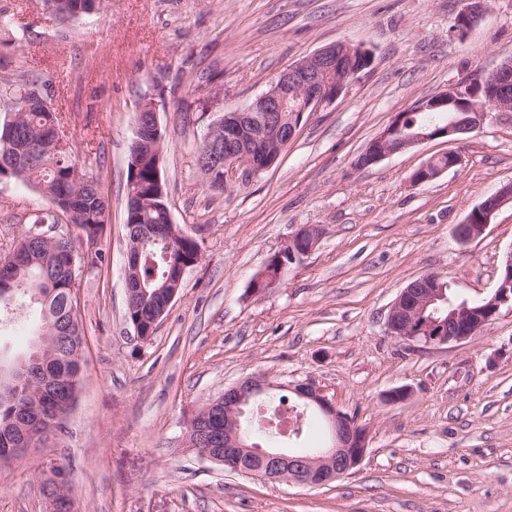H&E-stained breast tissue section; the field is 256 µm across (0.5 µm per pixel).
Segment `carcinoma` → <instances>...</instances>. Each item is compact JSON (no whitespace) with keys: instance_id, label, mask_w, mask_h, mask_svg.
<instances>
[{"instance_id":"obj_1","label":"carcinoma","mask_w":512,"mask_h":512,"mask_svg":"<svg viewBox=\"0 0 512 512\" xmlns=\"http://www.w3.org/2000/svg\"><path fill=\"white\" fill-rule=\"evenodd\" d=\"M55 4L54 13L62 20L104 9V0H47ZM41 90L34 84L18 85L0 75V98L25 100L27 107L6 109L0 116V154L22 155L23 161L0 174L35 186L48 207L32 216L22 230L15 253L0 257V282L13 281V290L0 288V317L28 304L41 305V325L32 351L1 364L16 370L14 385L0 391V425L9 421L20 408L34 413L37 423L51 426L60 433L66 423L63 414L77 390L81 371V347L85 342L80 313L74 311L78 301L70 288L69 274L60 266L56 244L34 241L28 233L36 226L56 222L55 211L78 212L76 238L102 236L109 217V200L101 189L93 169L80 163L69 146V139L56 150L47 148L44 138L53 128H64L62 119L48 101H41ZM441 113H406L405 122L431 127ZM127 162L125 199L126 224L156 225L167 230L171 224L168 198H159L156 155L130 142ZM134 199H129V195ZM198 243L186 235L177 237L172 246L146 240L142 245L139 277L134 287L140 289L135 310H126L129 323L141 320L148 327L153 311L165 303L161 289L164 276L174 275L182 264L192 261ZM60 476L50 469L42 483L53 489L57 501L66 502L67 482L56 483Z\"/></svg>"}]
</instances>
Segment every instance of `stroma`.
Returning <instances> with one entry per match:
<instances>
[{
    "label": "stroma",
    "instance_id": "obj_1",
    "mask_svg": "<svg viewBox=\"0 0 512 512\" xmlns=\"http://www.w3.org/2000/svg\"><path fill=\"white\" fill-rule=\"evenodd\" d=\"M472 0H108L57 19L44 0H0V74L46 85L77 160L90 162L111 210L99 268L75 293L83 369L65 430L0 466V512H44L39 479L70 470L77 512H512V308L453 345L410 347L387 334L402 288L435 273L460 298L496 288L512 250V204L458 243L455 227L512 180V112H489L457 142L434 140L367 167L355 162L394 114L512 58V0H488L464 36ZM372 62L332 105L304 113L271 168L230 193L197 164L210 126L246 107L279 72L336 43ZM221 87L204 105L207 77ZM154 98L166 131L172 221L201 259L151 340L125 320L127 154L135 107ZM460 165L416 185L430 156ZM47 203L0 180V254ZM324 234L277 287L254 292L299 225ZM249 374L313 383L367 433L360 465L330 485L266 482L190 448L204 402ZM404 387L409 398L386 400Z\"/></svg>",
    "mask_w": 512,
    "mask_h": 512
}]
</instances>
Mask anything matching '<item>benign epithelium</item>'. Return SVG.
<instances>
[{
	"label": "benign epithelium",
	"instance_id": "benign-epithelium-1",
	"mask_svg": "<svg viewBox=\"0 0 512 512\" xmlns=\"http://www.w3.org/2000/svg\"><path fill=\"white\" fill-rule=\"evenodd\" d=\"M485 0L471 12L461 15L454 26L465 34L481 18ZM371 58L370 51L361 45L338 42L323 47L285 68L270 88L257 96L246 108L234 110L215 123L205 137L212 149L207 164L200 174L207 180L214 172L224 169V188L230 189L252 181L273 166L282 151L294 139L298 128L297 113L316 112L332 105L345 87L359 74L353 67L357 59ZM481 93L472 95L460 86L428 98L414 111H440L448 119L430 131L402 129L400 114L385 127L365 148L371 155L370 164L405 152L428 141L446 138L460 141L463 136L480 128L487 112L512 110V58L503 60L480 84ZM157 110L155 103L143 98L137 105L136 116L144 117L140 127L160 129L159 121L148 113ZM461 162V155L448 152V164L438 167L423 163L410 176L414 184L431 182ZM512 204V181L473 208L466 220L465 230L457 235L465 245L481 235L491 224L495 213ZM323 236V228L305 224L278 251L291 256L292 262L306 257ZM448 306V315L435 317L440 306ZM512 306V250L504 257L503 269L490 299L478 306L469 302H452L441 277L425 274L402 289L388 309L385 318L387 333L409 345L425 347L452 345L475 338L478 327L490 324L499 315L501 307ZM270 383L262 376L250 375L224 389V429L195 422L188 425L187 438L203 437L209 447L201 451L207 460L218 462L235 473L269 479L278 470L288 471V481L307 486H323L350 474L362 461L366 452V434L346 414L313 384L301 383L295 393L308 405L318 409L331 429V443L316 455L298 456L286 448L272 452L249 445L240 437L238 426L245 416L244 407L266 393Z\"/></svg>",
	"mask_w": 512,
	"mask_h": 512
}]
</instances>
